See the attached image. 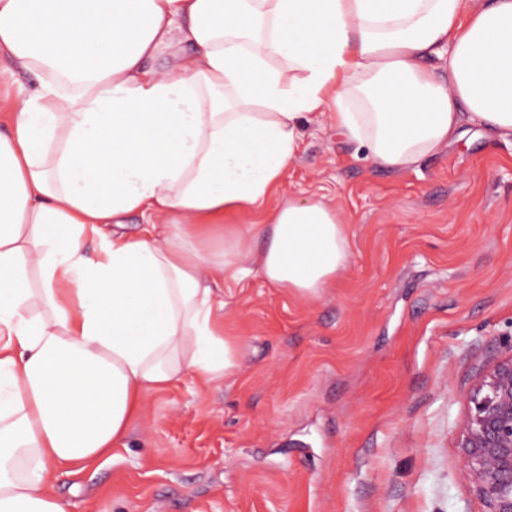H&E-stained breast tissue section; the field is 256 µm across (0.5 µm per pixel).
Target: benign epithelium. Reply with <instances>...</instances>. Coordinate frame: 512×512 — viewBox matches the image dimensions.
<instances>
[{"label": "benign epithelium", "mask_w": 512, "mask_h": 512, "mask_svg": "<svg viewBox=\"0 0 512 512\" xmlns=\"http://www.w3.org/2000/svg\"><path fill=\"white\" fill-rule=\"evenodd\" d=\"M457 448L483 512H512V344L472 385Z\"/></svg>", "instance_id": "1"}]
</instances>
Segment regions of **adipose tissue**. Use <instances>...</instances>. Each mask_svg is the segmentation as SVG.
I'll list each match as a JSON object with an SVG mask.
<instances>
[{"label":"adipose tissue","mask_w":512,"mask_h":512,"mask_svg":"<svg viewBox=\"0 0 512 512\" xmlns=\"http://www.w3.org/2000/svg\"><path fill=\"white\" fill-rule=\"evenodd\" d=\"M1 57L37 88L0 93V512H68L55 469L173 381L223 383L226 290L347 269L324 198L222 223L283 184L306 116L391 169L466 122L512 136V0H0Z\"/></svg>","instance_id":"1"}]
</instances>
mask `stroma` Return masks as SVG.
Returning <instances> with one entry per match:
<instances>
[{
    "mask_svg": "<svg viewBox=\"0 0 512 512\" xmlns=\"http://www.w3.org/2000/svg\"><path fill=\"white\" fill-rule=\"evenodd\" d=\"M278 199L326 197L350 260L301 298L225 294L238 367L149 401L125 446L55 475L69 512H483L457 429L512 345V139L478 127L413 168L354 158L304 122Z\"/></svg>",
    "mask_w": 512,
    "mask_h": 512,
    "instance_id": "1",
    "label": "stroma"
}]
</instances>
